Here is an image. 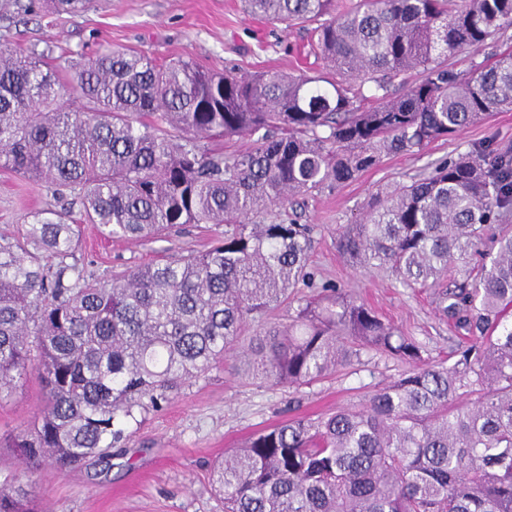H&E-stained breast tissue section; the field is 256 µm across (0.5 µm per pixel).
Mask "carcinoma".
Instances as JSON below:
<instances>
[{"mask_svg": "<svg viewBox=\"0 0 512 512\" xmlns=\"http://www.w3.org/2000/svg\"><path fill=\"white\" fill-rule=\"evenodd\" d=\"M56 13L86 0H47ZM254 16L319 22L314 49L336 81L158 64L113 49L64 75L0 49V167L52 186L107 237L138 242L183 224H222L203 252L87 277L80 229L55 211L0 245V397L36 373L45 407L15 436L25 470L0 485V512H35L26 474L106 457L120 422L224 360L256 327L245 364L290 386L374 350L411 369L358 407L287 420L213 468L224 512H512V151L490 144L373 197L336 245L357 267L431 288L471 334L459 359L421 346L336 286L316 283L315 227L251 217L355 179L380 154L512 109V51L462 76L449 56L512 27V0H243ZM422 79L391 96L396 79ZM244 137L237 154L205 140ZM491 244L478 270L470 259ZM48 254L56 269L41 262ZM458 278L448 285V270ZM312 294L298 296V289ZM298 303L286 323L274 310Z\"/></svg>", "mask_w": 512, "mask_h": 512, "instance_id": "obj_1", "label": "carcinoma"}]
</instances>
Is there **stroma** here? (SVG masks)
Returning a JSON list of instances; mask_svg holds the SVG:
<instances>
[{
    "label": "stroma",
    "instance_id": "35a3bbf8",
    "mask_svg": "<svg viewBox=\"0 0 512 512\" xmlns=\"http://www.w3.org/2000/svg\"><path fill=\"white\" fill-rule=\"evenodd\" d=\"M313 23L284 24L248 15L241 0H89L79 13L56 15L43 0H0V48L41 57L62 73L81 58L111 49L176 58L213 71L280 72L329 76L311 50ZM512 49V28L480 51L449 57V71L462 75ZM512 147V111L496 112L479 124L449 134L412 154H381L355 180L325 185L292 198L282 218L315 227L309 266L317 282L336 283L375 310L422 348L423 357L457 359L464 333L436 308L427 288H404L376 271L359 269L336 247V232L359 223L372 194L386 193L427 171L431 163L458 157L484 143ZM45 209L79 207L54 196L47 186L0 168V243L20 238ZM223 225H188L166 239L131 242L100 238L84 225L75 262L99 279L161 263L190 250H206L223 236ZM406 364L372 352L300 388L249 375L238 351L206 374L184 384L159 409L126 424L125 439L110 459L90 460L67 472L42 469L28 488L42 512H224L214 491L211 466L225 451L283 421L332 412L365 402L379 387L398 379ZM44 405L37 376L0 400V484L9 483L19 458L8 442L31 426Z\"/></svg>",
    "mask_w": 512,
    "mask_h": 512
}]
</instances>
